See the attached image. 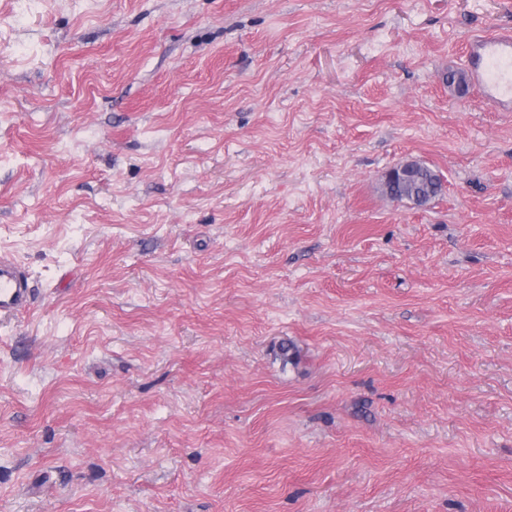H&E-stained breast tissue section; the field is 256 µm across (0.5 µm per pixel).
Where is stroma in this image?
I'll return each mask as SVG.
<instances>
[{"label":"stroma","mask_w":512,"mask_h":512,"mask_svg":"<svg viewBox=\"0 0 512 512\" xmlns=\"http://www.w3.org/2000/svg\"><path fill=\"white\" fill-rule=\"evenodd\" d=\"M512 0H0V512H512ZM416 159L444 190L383 191ZM293 343L294 361L279 346ZM466 65L486 103L512 107V33H484L468 44ZM417 162L418 161L416 160H407L396 165L386 173L383 182L386 194L394 199L396 195L392 189H395L399 184L415 180L422 189V191H419L417 195L414 194L415 204L422 207L425 204L426 197L430 195L433 187L428 178L417 173L415 166V163ZM32 291L28 276L11 260L0 257V316L30 310Z\"/></svg>","instance_id":"1"}]
</instances>
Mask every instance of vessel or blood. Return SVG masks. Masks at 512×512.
I'll use <instances>...</instances> for the list:
<instances>
[{"mask_svg":"<svg viewBox=\"0 0 512 512\" xmlns=\"http://www.w3.org/2000/svg\"><path fill=\"white\" fill-rule=\"evenodd\" d=\"M466 65L488 105L512 107V33L472 37ZM31 294L28 276L11 260L0 257V316L30 310Z\"/></svg>","mask_w":512,"mask_h":512,"instance_id":"1","label":"vessel or blood"}]
</instances>
